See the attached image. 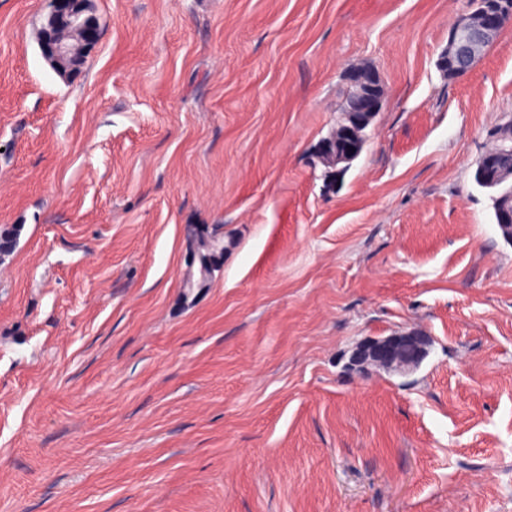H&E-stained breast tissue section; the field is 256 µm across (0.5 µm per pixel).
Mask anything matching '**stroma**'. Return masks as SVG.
<instances>
[{"label": "stroma", "instance_id": "obj_1", "mask_svg": "<svg viewBox=\"0 0 512 512\" xmlns=\"http://www.w3.org/2000/svg\"><path fill=\"white\" fill-rule=\"evenodd\" d=\"M468 4L92 0L62 76L46 0H0V512H512V242L474 181L512 23L448 77ZM410 332L416 370L347 369ZM47 4L48 12L38 40L39 49L52 68L67 73L85 63L87 52L100 37V29L87 15L92 12L89 0H47ZM58 25L68 27L70 36L57 35L54 28ZM77 48L81 52L79 56ZM360 83L369 84V85L373 86L374 87L373 89L377 92L378 95H376L375 92L372 91L368 87H362L359 91H357ZM380 93H381V88H380L378 80L377 81L370 80L366 77V75H357L354 78L352 90L350 91L344 105L341 108V114L344 115L347 112H356L361 115L371 116L373 118V116L375 115L376 112H378L379 107H380L381 101L378 98V96L380 97ZM350 100H351V102H350ZM349 102H350V105H349ZM348 105H349V108L347 109ZM346 109H347V112H345ZM372 118L367 122L358 121L357 123H355V126L353 127L352 131L355 134H357V136H358L357 137V140L359 142L358 156L362 152L365 142H366L364 131L370 124ZM392 338H388L387 340L372 342L368 344H364L360 346L354 355L349 360V365L353 363L354 359L358 363H362L365 361H377L381 356L387 354L391 347Z\"/></svg>", "mask_w": 512, "mask_h": 512}]
</instances>
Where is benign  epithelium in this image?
Here are the masks:
<instances>
[{"mask_svg":"<svg viewBox=\"0 0 512 512\" xmlns=\"http://www.w3.org/2000/svg\"><path fill=\"white\" fill-rule=\"evenodd\" d=\"M48 12L43 22L38 40L42 57L60 73L81 66L86 61L87 52L100 37V29L89 20L92 11L90 0H47ZM478 22L469 17H459L451 30L452 37L438 59V67L445 69L448 60L456 63L457 72H467L483 49L493 42L505 24L512 20V0H492L489 8L477 13ZM64 25L70 29V36L62 37L54 28ZM380 107V99L368 87L357 91L348 111L361 115L374 116ZM412 340L396 342L394 353L386 356L384 364L397 365L407 370L420 363L422 353L412 349Z\"/></svg>","mask_w":512,"mask_h":512,"instance_id":"1","label":"benign epithelium"}]
</instances>
